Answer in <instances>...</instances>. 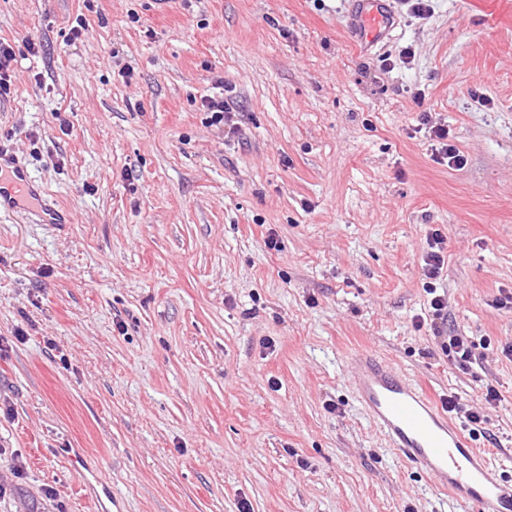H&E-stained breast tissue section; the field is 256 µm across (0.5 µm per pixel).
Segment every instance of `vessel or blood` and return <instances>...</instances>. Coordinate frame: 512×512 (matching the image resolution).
Returning <instances> with one entry per match:
<instances>
[{
	"label": "vessel or blood",
	"mask_w": 512,
	"mask_h": 512,
	"mask_svg": "<svg viewBox=\"0 0 512 512\" xmlns=\"http://www.w3.org/2000/svg\"><path fill=\"white\" fill-rule=\"evenodd\" d=\"M32 187L21 170L0 174V208L15 213ZM350 378L367 414L398 456L451 496L460 512H512V480L502 477L442 400L367 352L349 359Z\"/></svg>",
	"instance_id": "b4317fda"
}]
</instances>
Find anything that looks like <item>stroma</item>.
Masks as SVG:
<instances>
[{
    "mask_svg": "<svg viewBox=\"0 0 512 512\" xmlns=\"http://www.w3.org/2000/svg\"><path fill=\"white\" fill-rule=\"evenodd\" d=\"M355 2L0 0V143L67 218L0 217V512H455L359 404L358 350L482 408L512 474V0H385L377 41ZM16 61L14 48L8 42L0 40V97L7 95L11 89V73ZM428 133L430 137L434 141H436L439 145V148L435 147L437 160L443 161L447 160L448 166L451 165H459L462 161V158L459 154V150L455 145L448 142V129L443 126H430ZM443 236L435 231L428 239V246L430 250L426 253L424 258V266L422 267L423 275L427 279H437L440 277L445 263L443 254ZM445 347H448V357L462 368L477 360L476 344L468 336H448V344Z\"/></svg>",
    "mask_w": 512,
    "mask_h": 512,
    "instance_id": "35a3bbf8",
    "label": "stroma"
}]
</instances>
